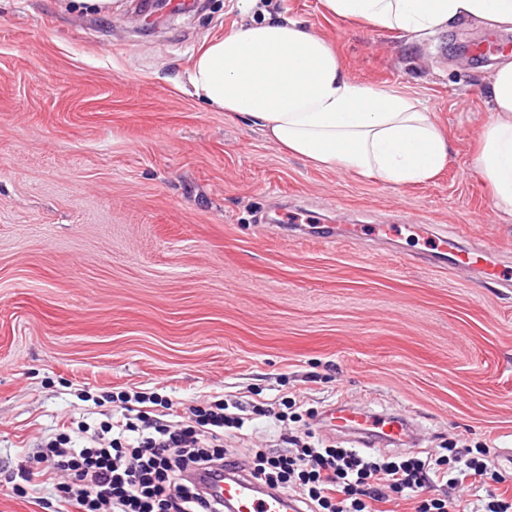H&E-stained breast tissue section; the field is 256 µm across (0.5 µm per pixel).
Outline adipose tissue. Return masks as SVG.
I'll list each match as a JSON object with an SVG mask.
<instances>
[{
	"label": "adipose tissue",
	"mask_w": 512,
	"mask_h": 512,
	"mask_svg": "<svg viewBox=\"0 0 512 512\" xmlns=\"http://www.w3.org/2000/svg\"><path fill=\"white\" fill-rule=\"evenodd\" d=\"M341 19L421 41L468 23L512 29V0H321ZM248 24L194 56L183 91L203 106L260 128L282 151L393 186L432 180L448 165V139L422 103L351 80L319 34L290 19H255L258 0H238ZM492 112L472 169L512 216V59L485 86Z\"/></svg>",
	"instance_id": "obj_1"
}]
</instances>
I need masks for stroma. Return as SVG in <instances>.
<instances>
[{
  "label": "stroma",
  "mask_w": 512,
  "mask_h": 512,
  "mask_svg": "<svg viewBox=\"0 0 512 512\" xmlns=\"http://www.w3.org/2000/svg\"><path fill=\"white\" fill-rule=\"evenodd\" d=\"M263 6L323 35L351 80L422 101L447 167L401 187L320 169L182 93L193 54L244 24L238 0L154 24L128 0L108 13L0 0V512H44L51 483L20 495L17 474L78 422L109 420L120 391L181 412L288 396L314 412L316 439L343 448L356 442L321 426L328 405L401 409L419 440L385 454L483 441L492 471L512 448V288L433 263L404 230L444 229L488 247L490 266L512 262V218L471 168L484 82L512 31L417 43L321 0ZM292 212L315 221L284 223ZM348 224L402 231L327 242ZM280 445L259 416L224 435L243 462Z\"/></svg>",
  "instance_id": "35a3bbf8"
}]
</instances>
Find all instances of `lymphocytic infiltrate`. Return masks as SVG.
<instances>
[{
    "label": "lymphocytic infiltrate",
    "mask_w": 512,
    "mask_h": 512,
    "mask_svg": "<svg viewBox=\"0 0 512 512\" xmlns=\"http://www.w3.org/2000/svg\"><path fill=\"white\" fill-rule=\"evenodd\" d=\"M224 400L163 417L142 415L132 422L124 412L97 428L79 424L39 451L44 473L64 475L59 502L74 512H224V502L206 493L203 478H218L231 459L223 448L224 430L242 428ZM287 449L257 450L249 471L273 490H296L310 512H379L378 506L407 498L425 487L490 478L487 445L449 444L438 457H374L353 448H333L288 435Z\"/></svg>",
    "instance_id": "lymphocytic-infiltrate-1"
}]
</instances>
